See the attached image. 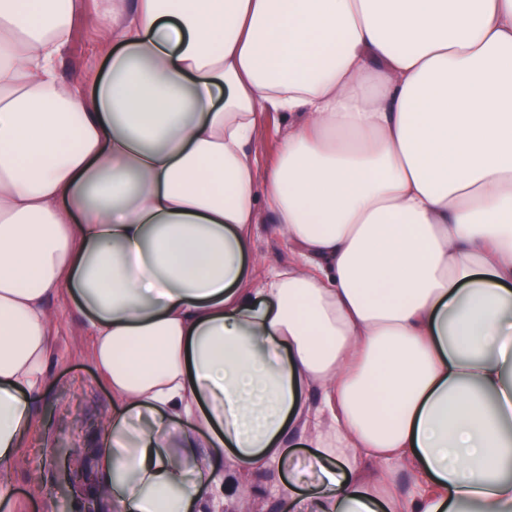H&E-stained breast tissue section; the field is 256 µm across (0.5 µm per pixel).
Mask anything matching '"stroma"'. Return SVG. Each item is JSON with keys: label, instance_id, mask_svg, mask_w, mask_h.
<instances>
[{"label": "stroma", "instance_id": "stroma-1", "mask_svg": "<svg viewBox=\"0 0 512 512\" xmlns=\"http://www.w3.org/2000/svg\"><path fill=\"white\" fill-rule=\"evenodd\" d=\"M104 36L103 27L90 25L85 13H78L62 62L63 76L101 68ZM253 252L250 272L257 279L291 259L287 244L268 224L258 225ZM54 308L55 354L38 412L52 438L46 445L39 433H31L19 451L12 492L16 512H75L77 502L91 501L97 479L94 429L112 407V394L92 362L90 338L81 317L66 297L56 299ZM36 486L44 487L48 498L34 496ZM244 491L247 512H286L288 503L276 493L270 471L248 472Z\"/></svg>", "mask_w": 512, "mask_h": 512}]
</instances>
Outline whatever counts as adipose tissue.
<instances>
[{
  "instance_id": "obj_1",
  "label": "adipose tissue",
  "mask_w": 512,
  "mask_h": 512,
  "mask_svg": "<svg viewBox=\"0 0 512 512\" xmlns=\"http://www.w3.org/2000/svg\"><path fill=\"white\" fill-rule=\"evenodd\" d=\"M78 10L0 0V507L64 293L100 512H245L255 468L292 512H512V0H93L66 80ZM106 35L102 26L88 23L86 13L78 12L74 21L70 47L62 62V74L66 78L84 71L102 69L100 47ZM287 124L288 119L284 120L278 113H271L269 115L266 125L253 148L261 163L269 160L276 154ZM273 224H258L255 233L250 272L254 278L260 279L272 268L286 265L291 260L288 245L274 233Z\"/></svg>"
}]
</instances>
